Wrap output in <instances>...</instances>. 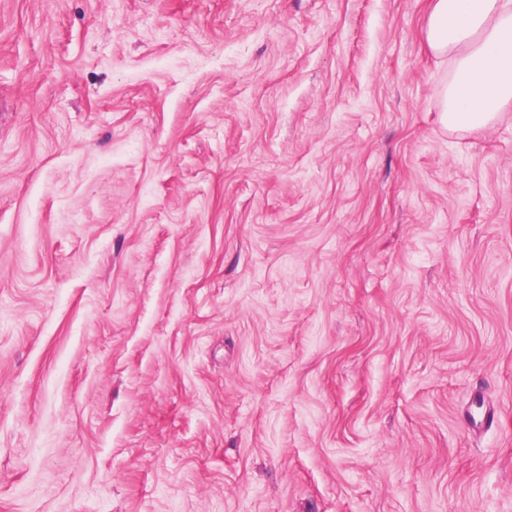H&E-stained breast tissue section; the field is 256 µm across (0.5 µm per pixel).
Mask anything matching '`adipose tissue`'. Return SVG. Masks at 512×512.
Wrapping results in <instances>:
<instances>
[{
	"instance_id": "1",
	"label": "adipose tissue",
	"mask_w": 512,
	"mask_h": 512,
	"mask_svg": "<svg viewBox=\"0 0 512 512\" xmlns=\"http://www.w3.org/2000/svg\"><path fill=\"white\" fill-rule=\"evenodd\" d=\"M424 37L452 64L436 89L445 127L483 128L512 105V0H432Z\"/></svg>"
}]
</instances>
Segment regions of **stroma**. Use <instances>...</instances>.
Instances as JSON below:
<instances>
[{
  "mask_svg": "<svg viewBox=\"0 0 512 512\" xmlns=\"http://www.w3.org/2000/svg\"><path fill=\"white\" fill-rule=\"evenodd\" d=\"M429 0H0V512H512V107ZM424 37L452 64L436 89L445 127H487L512 104L511 0H433Z\"/></svg>",
  "mask_w": 512,
  "mask_h": 512,
  "instance_id": "1",
  "label": "stroma"
}]
</instances>
